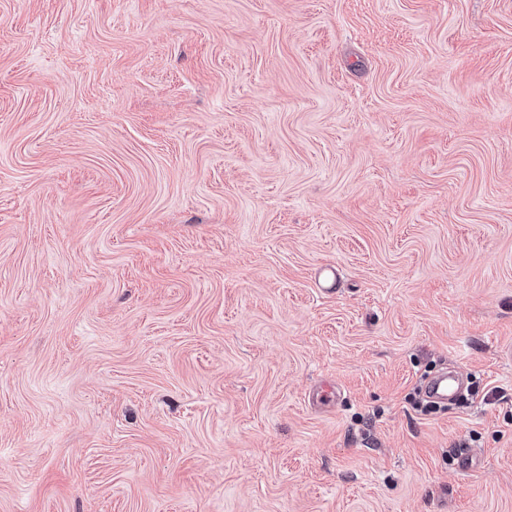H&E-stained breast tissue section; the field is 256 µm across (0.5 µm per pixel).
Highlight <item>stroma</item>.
I'll use <instances>...</instances> for the list:
<instances>
[{
    "mask_svg": "<svg viewBox=\"0 0 512 512\" xmlns=\"http://www.w3.org/2000/svg\"><path fill=\"white\" fill-rule=\"evenodd\" d=\"M0 512H512V0H0ZM464 383L457 373L442 372L429 378L423 387L425 398L437 405H447L456 401L462 394Z\"/></svg>",
    "mask_w": 512,
    "mask_h": 512,
    "instance_id": "1",
    "label": "stroma"
}]
</instances>
